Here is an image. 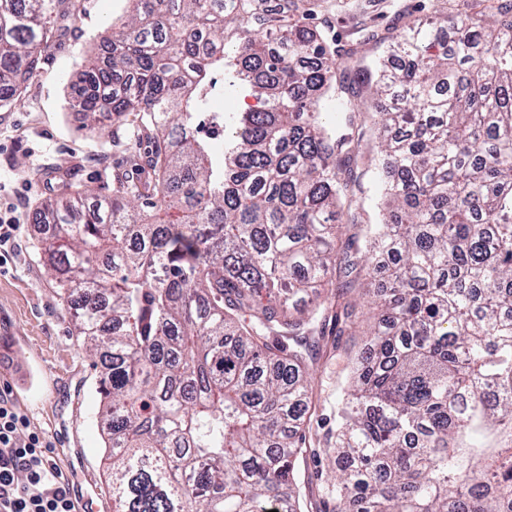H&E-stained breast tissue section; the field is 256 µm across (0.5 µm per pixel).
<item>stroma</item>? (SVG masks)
<instances>
[{"instance_id": "35a3bbf8", "label": "stroma", "mask_w": 512, "mask_h": 512, "mask_svg": "<svg viewBox=\"0 0 512 512\" xmlns=\"http://www.w3.org/2000/svg\"><path fill=\"white\" fill-rule=\"evenodd\" d=\"M73 3L74 19L50 22L49 47L19 102L0 111V209L21 204L19 252L0 266V388L10 389L31 427L45 433L52 463L88 499L84 512H112L97 425V374L38 261L41 235L32 216L59 194V173L68 174L72 189L107 196L139 161L127 148V129L111 118L97 129L84 128L81 114L69 106L68 88L91 54L107 60L102 39L131 6L128 0ZM286 6L310 14L320 32L354 45V66L368 76L386 38L399 34L411 16L465 9L464 0H287ZM363 23L373 37L360 36ZM350 372L345 352L320 359L315 392L324 413L333 411Z\"/></svg>"}]
</instances>
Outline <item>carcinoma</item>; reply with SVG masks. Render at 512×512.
Segmentation results:
<instances>
[{"label": "carcinoma", "instance_id": "cac0c4a2", "mask_svg": "<svg viewBox=\"0 0 512 512\" xmlns=\"http://www.w3.org/2000/svg\"><path fill=\"white\" fill-rule=\"evenodd\" d=\"M70 83L89 125L162 139L153 175L35 212L55 293L93 367L112 512H512V0L415 18L374 83L372 126L325 111L354 49L263 0H130ZM70 0H0V110L36 75ZM222 65L255 105L199 111ZM379 140L382 204L356 190ZM378 321L333 424L313 364ZM334 458L329 472L321 455Z\"/></svg>", "mask_w": 512, "mask_h": 512}]
</instances>
